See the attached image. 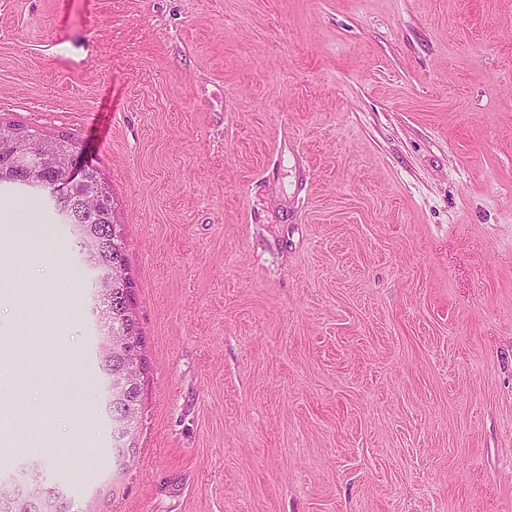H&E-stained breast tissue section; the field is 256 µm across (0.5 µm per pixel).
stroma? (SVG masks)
<instances>
[{
	"label": "stroma",
	"instance_id": "35a3bbf8",
	"mask_svg": "<svg viewBox=\"0 0 512 512\" xmlns=\"http://www.w3.org/2000/svg\"><path fill=\"white\" fill-rule=\"evenodd\" d=\"M124 226L150 369L112 464L90 274L0 271V479L71 512H512V0H0V122ZM40 472L41 465L39 464V469L36 473H34L32 478L34 485H36L38 488V493H36L34 498L27 502V508L24 509L27 511L25 512H46L44 511L46 509V500H51L54 503L57 496V512H69L71 506L64 490L59 486L43 481Z\"/></svg>",
	"mask_w": 512,
	"mask_h": 512
}]
</instances>
